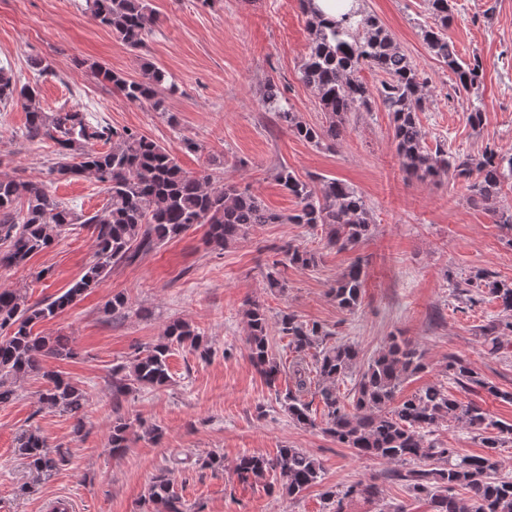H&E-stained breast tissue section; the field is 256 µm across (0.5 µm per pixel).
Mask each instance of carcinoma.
I'll list each match as a JSON object with an SVG mask.
<instances>
[{
    "label": "carcinoma",
    "mask_w": 512,
    "mask_h": 512,
    "mask_svg": "<svg viewBox=\"0 0 512 512\" xmlns=\"http://www.w3.org/2000/svg\"><path fill=\"white\" fill-rule=\"evenodd\" d=\"M356 7L335 20L320 19L314 0H299L310 17L307 52L301 59L302 82L313 92L328 125L311 126L288 108L276 84L267 83L262 97L274 110L281 126L316 148L336 144L345 132L349 112H369L373 95H378L391 115L396 151L409 179L426 181L448 174L467 183L470 201L492 214L494 223L512 232V209L497 206L505 180L512 179V155L486 145L479 155L452 154L439 146L427 150L418 113L425 111L427 80L418 66L399 48L378 19L366 12L361 0ZM432 23L420 28L422 40L456 74L458 93L470 103L468 121L482 125L484 113L475 104L483 85V64L477 57L461 60L448 37L453 21L451 0H428ZM86 13L97 24L112 31L124 44L137 49L155 23L149 0H86ZM86 67L98 79L112 84L130 103L148 104L156 112L167 111L165 75L153 65L143 66V78L129 81L111 68L92 61ZM369 68L383 75L380 87L372 92L358 73ZM22 100L27 110L26 136L50 140L57 155L65 159L54 172L63 177H91L106 186V206L91 215L76 213L57 201L47 185L39 181L0 176V241L8 249L0 251V267H20L35 253L49 248L67 228L79 224L93 230L96 251L84 274L62 293L30 304L19 290L0 288V405L15 397L13 380L43 372L47 380L40 401L76 419L74 432L83 430V391L63 375L43 370L49 357L72 354L61 336L50 338L34 332L37 324L51 319L73 305L85 292L96 287L120 263L134 262L166 240L174 239L194 225L207 227V237L216 247L247 236L262 224H307L324 227L326 245L337 251L353 249L366 239L371 221L364 196L348 183L319 177L303 181L283 166L277 173L280 184L298 200L295 213L284 216L267 209L247 189L226 183L212 173L190 174L177 162L173 151L136 131L118 132L109 126L92 127L83 113L75 110L46 112L37 90L18 85L0 67V102ZM102 141L109 149L98 151L92 141ZM266 273L267 287L287 288L283 269L289 266L313 268L316 253L291 244L277 249ZM366 271L361 259L352 261L330 288L336 306L352 312L361 304ZM467 286L475 295L489 296L506 313L480 326L484 342L495 349L502 338L512 335V282L478 274ZM248 334L249 358L257 373L275 385L280 363L270 351L269 320L262 305L249 301L243 310ZM277 333L289 338L297 354L290 378L294 389L285 394L288 416L297 425L314 428L316 412L302 400L313 393L323 404L324 431L337 444L350 448L359 457L391 463L437 460L438 468L396 470L393 477L416 495L430 496L435 512H512V480L496 477L501 435H512V424L494 419L480 404L463 403L441 384L428 385L397 399L403 382L427 368L424 354L409 342L392 336L385 348L366 364H360L359 349L349 343L323 346L332 335L323 325L302 321L288 310L276 321ZM189 347L205 356L207 341L188 322L175 320L167 325L162 339L138 352L127 364L112 366V455L126 448L130 423L121 413L122 399L141 387L161 388L172 382L168 357L174 347ZM313 354L314 362L305 363ZM445 372L462 389L479 387L489 394L512 402V393H502L478 376L465 360L448 358ZM358 378L348 393L340 392V382L352 374ZM457 423L480 437L484 452L461 455L426 440L439 425ZM18 452L30 469L51 474L68 462L61 447H50L37 431L24 433ZM322 466L299 448L283 447L273 458L245 455L238 459L236 472L241 480L261 479L269 472L279 474L281 488L297 496L317 483ZM368 499L378 494L376 484L359 482L344 492L329 490L336 499L335 512H344L343 502L353 495ZM153 512H183L181 497L168 474L157 477L149 489Z\"/></svg>",
    "instance_id": "cac0c4a2"
}]
</instances>
